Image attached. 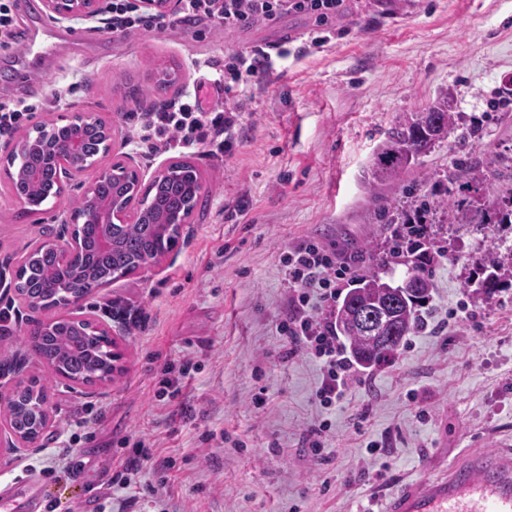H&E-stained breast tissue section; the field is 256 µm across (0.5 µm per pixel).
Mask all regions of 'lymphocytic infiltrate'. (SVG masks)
<instances>
[{
	"mask_svg": "<svg viewBox=\"0 0 512 512\" xmlns=\"http://www.w3.org/2000/svg\"><path fill=\"white\" fill-rule=\"evenodd\" d=\"M184 16L204 15L225 31L275 21L293 11L313 16L319 25L341 17L348 0H180ZM174 24L172 17L153 12L135 0H112V27L119 31H163ZM291 51L279 45L265 50L237 51L224 60H208L207 82L223 90L224 102L204 106L200 92L154 112L136 116L141 149L148 152L207 150L212 156L233 155L241 143L242 104L251 82L270 75L277 61ZM281 261L288 275L287 314L276 327L285 349L283 360L305 352L321 367L315 392L320 406L335 407L351 388L352 365L336 336L333 311L343 282L355 270L356 256L340 257L335 249L305 239L289 247Z\"/></svg>",
	"mask_w": 512,
	"mask_h": 512,
	"instance_id": "lymphocytic-infiltrate-1",
	"label": "lymphocytic infiltrate"
}]
</instances>
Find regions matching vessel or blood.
Here are the masks:
<instances>
[{
	"instance_id": "obj_1",
	"label": "vessel or blood",
	"mask_w": 512,
	"mask_h": 512,
	"mask_svg": "<svg viewBox=\"0 0 512 512\" xmlns=\"http://www.w3.org/2000/svg\"><path fill=\"white\" fill-rule=\"evenodd\" d=\"M39 492L0 491V512H34ZM387 512H512V453L473 455L447 477L422 479L393 495Z\"/></svg>"
}]
</instances>
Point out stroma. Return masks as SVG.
<instances>
[{
	"label": "stroma",
	"mask_w": 512,
	"mask_h": 512,
	"mask_svg": "<svg viewBox=\"0 0 512 512\" xmlns=\"http://www.w3.org/2000/svg\"><path fill=\"white\" fill-rule=\"evenodd\" d=\"M20 33L0 46V100L35 107V123L74 110L118 127L115 153L134 154L144 175L181 159L199 170L203 192L177 247L152 266L85 296L81 316L111 327L123 369L109 382L72 384L15 339L28 328L21 298L0 302L2 401L17 380L49 385L52 423L38 449H0V490L38 480L39 512H110L108 476L138 437L174 467L165 497L143 469L127 512H384L400 485L447 473L464 455L512 448V286L472 293L488 250L512 248V224H453L434 212L425 243L427 328L408 336L392 362L361 374L331 412L315 399L320 366L306 354L284 361L276 325L288 277L280 259L312 238L361 255L393 254L394 207L430 194L432 178L462 157L496 158L494 172L461 190L473 207L512 197V0H353L329 41L254 86L243 141L215 159L178 151L137 152L133 112L159 109L193 91L203 61L305 36L313 19L283 14L232 33L207 18H179L163 32L120 34L112 18L53 19L44 0H5ZM453 92L456 132L421 157L400 185L375 182L371 159L402 113ZM467 133L459 143V133ZM87 170L40 223L19 220L20 203L0 177V262H19L44 233H70L65 218L95 179ZM245 211H238V204ZM192 359L179 399L154 398L165 363ZM264 393L266 404L251 398ZM192 421L176 417L179 402ZM333 424L326 462L302 437L321 418ZM83 465L77 480L49 468L61 437ZM383 451L371 456L369 442Z\"/></svg>",
	"instance_id": "35a3bbf8"
}]
</instances>
